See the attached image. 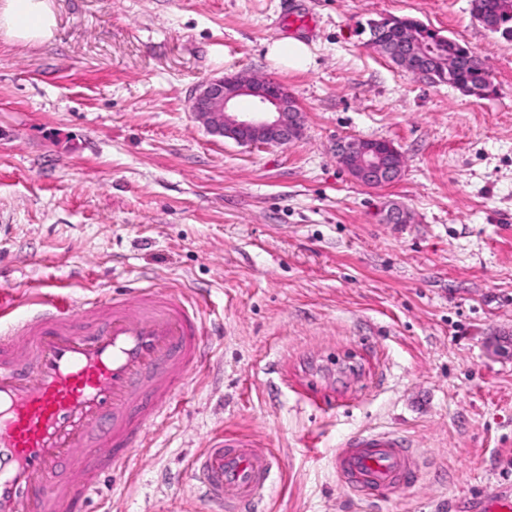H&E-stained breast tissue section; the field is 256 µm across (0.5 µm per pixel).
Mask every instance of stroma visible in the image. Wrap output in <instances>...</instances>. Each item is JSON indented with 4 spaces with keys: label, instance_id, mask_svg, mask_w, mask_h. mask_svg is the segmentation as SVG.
I'll return each instance as SVG.
<instances>
[{
    "label": "stroma",
    "instance_id": "35a3bbf8",
    "mask_svg": "<svg viewBox=\"0 0 512 512\" xmlns=\"http://www.w3.org/2000/svg\"><path fill=\"white\" fill-rule=\"evenodd\" d=\"M50 40L0 31V295L81 307L133 288L196 302L207 358L83 512H211L191 458L247 438L283 461L257 512H465L512 482V41L469 0H49ZM407 17L483 60V96L370 43ZM304 41L308 69L267 48ZM242 73L285 87L302 140L211 135L190 98ZM391 142L382 187L339 142ZM399 208L403 223L385 221ZM388 431L423 463L367 500L346 438Z\"/></svg>",
    "mask_w": 512,
    "mask_h": 512
}]
</instances>
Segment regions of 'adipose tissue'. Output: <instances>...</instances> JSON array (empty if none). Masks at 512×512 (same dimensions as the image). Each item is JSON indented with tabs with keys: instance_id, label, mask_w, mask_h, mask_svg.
I'll use <instances>...</instances> for the list:
<instances>
[{
	"instance_id": "obj_1",
	"label": "adipose tissue",
	"mask_w": 512,
	"mask_h": 512,
	"mask_svg": "<svg viewBox=\"0 0 512 512\" xmlns=\"http://www.w3.org/2000/svg\"><path fill=\"white\" fill-rule=\"evenodd\" d=\"M55 25L48 0H0V28L22 43L49 39Z\"/></svg>"
}]
</instances>
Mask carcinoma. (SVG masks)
Masks as SVG:
<instances>
[{"label": "carcinoma", "instance_id": "carcinoma-1", "mask_svg": "<svg viewBox=\"0 0 512 512\" xmlns=\"http://www.w3.org/2000/svg\"><path fill=\"white\" fill-rule=\"evenodd\" d=\"M505 0H470L471 16L503 38L512 40V14L504 11ZM370 30L378 31L390 42L399 40L405 32L423 42L425 47L434 46L442 57H456L459 64L453 75L448 68H438L431 78L454 85L464 91L485 90L490 87V74L483 61L474 53L460 54L459 42L441 35L424 24L409 18L389 17L369 24Z\"/></svg>", "mask_w": 512, "mask_h": 512}]
</instances>
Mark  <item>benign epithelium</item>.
I'll return each mask as SVG.
<instances>
[{"instance_id": "1", "label": "benign epithelium", "mask_w": 512, "mask_h": 512, "mask_svg": "<svg viewBox=\"0 0 512 512\" xmlns=\"http://www.w3.org/2000/svg\"><path fill=\"white\" fill-rule=\"evenodd\" d=\"M434 56L401 50V66L423 75L431 67ZM249 96L254 112L243 117L235 112L234 101ZM191 111L208 131L244 146L288 145L301 140L303 113L288 91L281 85L239 74L225 75L202 85L191 99ZM399 155L388 141L350 140L339 145L336 157L357 182L380 187L394 182L400 175V165L391 164L387 157Z\"/></svg>"}]
</instances>
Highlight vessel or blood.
<instances>
[{"label":"vessel or blood","mask_w":512,"mask_h":512,"mask_svg":"<svg viewBox=\"0 0 512 512\" xmlns=\"http://www.w3.org/2000/svg\"><path fill=\"white\" fill-rule=\"evenodd\" d=\"M196 308L163 289L71 308L49 296L31 311L0 310V512H70L88 499L162 417L204 356ZM83 459L80 484L59 470ZM277 456L255 443L210 439L191 462L214 512H242L266 491ZM338 480L379 499L419 472L412 449L388 433L349 436Z\"/></svg>","instance_id":"vessel-or-blood-1"}]
</instances>
